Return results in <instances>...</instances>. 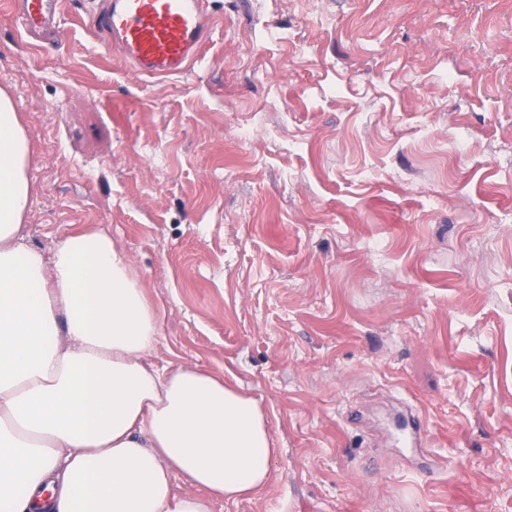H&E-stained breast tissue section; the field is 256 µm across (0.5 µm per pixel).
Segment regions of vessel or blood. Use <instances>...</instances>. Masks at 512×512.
I'll list each match as a JSON object with an SVG mask.
<instances>
[{
  "instance_id": "1",
  "label": "vessel or blood",
  "mask_w": 512,
  "mask_h": 512,
  "mask_svg": "<svg viewBox=\"0 0 512 512\" xmlns=\"http://www.w3.org/2000/svg\"><path fill=\"white\" fill-rule=\"evenodd\" d=\"M58 0H8L21 37L32 45L60 39L65 24ZM212 0H99L89 23L106 38V47L148 78L186 74L201 59L213 34ZM395 428L404 443L424 426L413 412L400 414Z\"/></svg>"
}]
</instances>
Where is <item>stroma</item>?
I'll return each instance as SVG.
<instances>
[{
  "instance_id": "obj_1",
  "label": "stroma",
  "mask_w": 512,
  "mask_h": 512,
  "mask_svg": "<svg viewBox=\"0 0 512 512\" xmlns=\"http://www.w3.org/2000/svg\"><path fill=\"white\" fill-rule=\"evenodd\" d=\"M62 5L38 49L0 11L27 242L108 233L152 361L258 401L271 480L213 512H512V0H214L161 80ZM394 424L406 445H410L414 440L420 437L425 430L419 416L413 413L412 410L400 414Z\"/></svg>"
}]
</instances>
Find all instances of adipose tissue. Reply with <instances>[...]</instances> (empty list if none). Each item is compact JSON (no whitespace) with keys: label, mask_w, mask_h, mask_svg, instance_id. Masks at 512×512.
I'll return each mask as SVG.
<instances>
[{"label":"adipose tissue","mask_w":512,"mask_h":512,"mask_svg":"<svg viewBox=\"0 0 512 512\" xmlns=\"http://www.w3.org/2000/svg\"><path fill=\"white\" fill-rule=\"evenodd\" d=\"M29 156L0 97V512H212L262 491L278 449L259 403L147 362L159 318L111 236L26 243ZM178 474L205 496L176 495Z\"/></svg>","instance_id":"adipose-tissue-1"}]
</instances>
